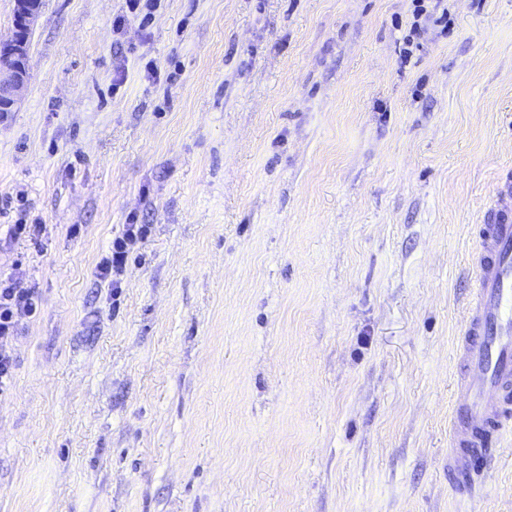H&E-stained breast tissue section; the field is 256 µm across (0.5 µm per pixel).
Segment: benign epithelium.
I'll list each match as a JSON object with an SVG mask.
<instances>
[{
	"label": "benign epithelium",
	"instance_id": "7a95c632",
	"mask_svg": "<svg viewBox=\"0 0 512 512\" xmlns=\"http://www.w3.org/2000/svg\"><path fill=\"white\" fill-rule=\"evenodd\" d=\"M40 12V0H15L12 35L6 54L0 57V122L7 120L22 101L29 79L31 35Z\"/></svg>",
	"mask_w": 512,
	"mask_h": 512
}]
</instances>
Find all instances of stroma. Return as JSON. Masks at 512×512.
I'll return each instance as SVG.
<instances>
[{
	"label": "stroma",
	"mask_w": 512,
	"mask_h": 512,
	"mask_svg": "<svg viewBox=\"0 0 512 512\" xmlns=\"http://www.w3.org/2000/svg\"><path fill=\"white\" fill-rule=\"evenodd\" d=\"M124 13L43 0L0 124V269L40 294L7 343L0 512H512V439L469 494L448 469L512 0H448L405 66L410 0ZM22 215L40 242L7 238ZM145 224H124L122 236L112 241L109 252L101 259L97 277L108 282L112 290L120 288L119 276L126 268L129 255L134 247L145 237Z\"/></svg>",
	"instance_id": "35a3bbf8"
}]
</instances>
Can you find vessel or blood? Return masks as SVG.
Here are the masks:
<instances>
[{"label":"vessel or blood","instance_id":"b4317fda","mask_svg":"<svg viewBox=\"0 0 512 512\" xmlns=\"http://www.w3.org/2000/svg\"><path fill=\"white\" fill-rule=\"evenodd\" d=\"M511 196L512 178L501 177L473 255L474 307L460 347L463 400L448 451V469L461 492L488 443L512 428V209L502 204Z\"/></svg>","mask_w":512,"mask_h":512}]
</instances>
